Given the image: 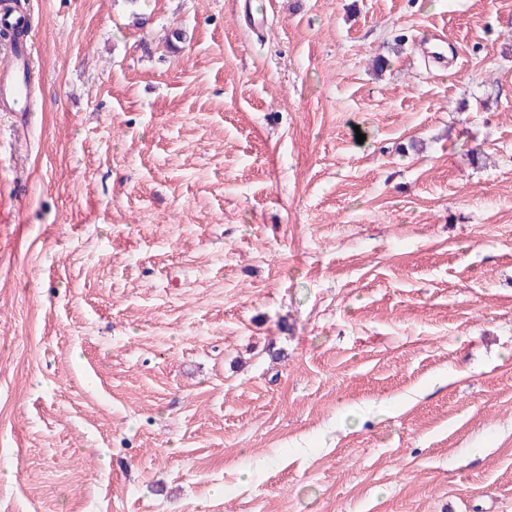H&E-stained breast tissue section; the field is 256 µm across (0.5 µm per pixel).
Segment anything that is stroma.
<instances>
[{"label": "stroma", "mask_w": 512, "mask_h": 512, "mask_svg": "<svg viewBox=\"0 0 512 512\" xmlns=\"http://www.w3.org/2000/svg\"><path fill=\"white\" fill-rule=\"evenodd\" d=\"M28 2L0 512H512V0Z\"/></svg>", "instance_id": "1"}]
</instances>
